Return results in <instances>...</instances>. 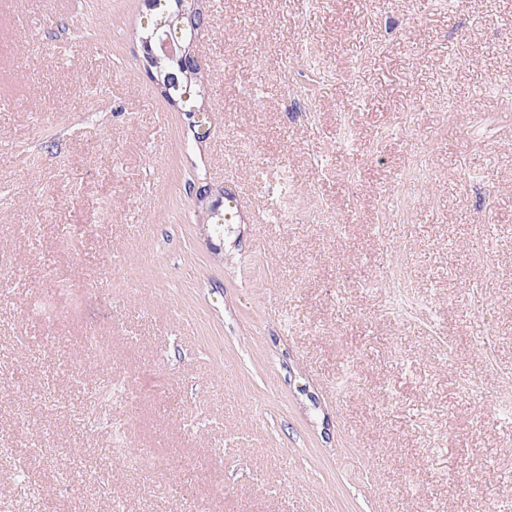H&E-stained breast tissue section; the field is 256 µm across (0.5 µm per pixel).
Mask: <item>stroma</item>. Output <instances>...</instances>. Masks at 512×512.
I'll list each match as a JSON object with an SVG mask.
<instances>
[{"mask_svg":"<svg viewBox=\"0 0 512 512\" xmlns=\"http://www.w3.org/2000/svg\"><path fill=\"white\" fill-rule=\"evenodd\" d=\"M204 5L0 0V512H512V0ZM179 6V11L177 16L173 19L167 20H154L151 23L154 24L157 28L168 25L171 29L174 27V24L177 23V29H180L184 26L183 19L187 18L189 22H193V19L196 15L201 16V21L199 24H196V27L193 29L192 40L189 44L184 46H179V52L181 53V59L187 69H195L201 71V61L194 50V38L196 34H198L204 26L205 19L202 13H205L204 10L200 7V1L196 0H182L181 2H177ZM141 51L143 59L145 61V67L150 72V79L156 84L159 89L168 90L167 86H164L163 81L158 74L154 75L151 68L153 66H159L161 61L165 58H174L176 56V49L172 46L169 37L166 39H160L158 41H152V38L148 37L141 40Z\"/></svg>","mask_w":512,"mask_h":512,"instance_id":"obj_1","label":"stroma"}]
</instances>
